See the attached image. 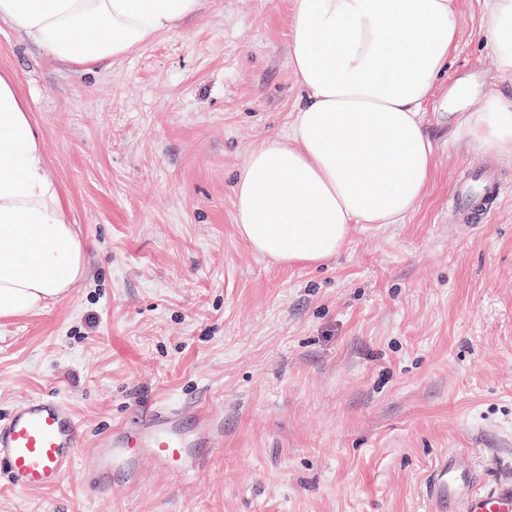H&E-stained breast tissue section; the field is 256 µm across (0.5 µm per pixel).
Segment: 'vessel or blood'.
Returning a JSON list of instances; mask_svg holds the SVG:
<instances>
[{
	"instance_id": "vessel-or-blood-1",
	"label": "vessel or blood",
	"mask_w": 512,
	"mask_h": 512,
	"mask_svg": "<svg viewBox=\"0 0 512 512\" xmlns=\"http://www.w3.org/2000/svg\"><path fill=\"white\" fill-rule=\"evenodd\" d=\"M511 191L512 178L501 169L475 167L456 180L448 221L488 222L495 203ZM223 435V416L187 403L164 404L143 409L133 423L107 429L86 452L71 408L61 398L39 395L0 417V471L17 491L42 490L58 486L80 455L89 492L104 498L113 483H139L142 450H149L162 471L182 477L199 466L200 449L213 447ZM425 493L432 512H512V481L482 487L474 469L453 453L435 463Z\"/></svg>"
}]
</instances>
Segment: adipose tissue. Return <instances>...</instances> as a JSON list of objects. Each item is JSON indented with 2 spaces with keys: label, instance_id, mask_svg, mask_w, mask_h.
<instances>
[{
  "label": "adipose tissue",
  "instance_id": "1",
  "mask_svg": "<svg viewBox=\"0 0 512 512\" xmlns=\"http://www.w3.org/2000/svg\"><path fill=\"white\" fill-rule=\"evenodd\" d=\"M204 0H0V21L87 70L151 42ZM498 71L512 76V0H487ZM456 0H296L288 53L307 101L287 136L237 175L240 235L285 265L335 256L351 225L399 224L434 176L423 108L457 50ZM456 142L512 157V98L460 113ZM85 275L44 140L14 73L0 71V318L41 309Z\"/></svg>",
  "mask_w": 512,
  "mask_h": 512
}]
</instances>
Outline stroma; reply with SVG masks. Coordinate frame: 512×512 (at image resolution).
I'll use <instances>...</instances> for the list:
<instances>
[{
	"instance_id": "35a3bbf8",
	"label": "stroma",
	"mask_w": 512,
	"mask_h": 512,
	"mask_svg": "<svg viewBox=\"0 0 512 512\" xmlns=\"http://www.w3.org/2000/svg\"><path fill=\"white\" fill-rule=\"evenodd\" d=\"M443 89L512 94L484 0H457ZM295 0H206L148 45L86 72L0 21L47 166L86 246V273L42 309L0 319V415L54 394L85 445L160 401L224 417V443L187 479L144 460L141 484L88 497L79 468L0 512H430L448 453L483 482L512 479V194L478 227L448 221L464 167L512 158L451 141L425 108L435 175L401 224H355L316 266L258 254L232 187L252 149L288 132Z\"/></svg>"
}]
</instances>
